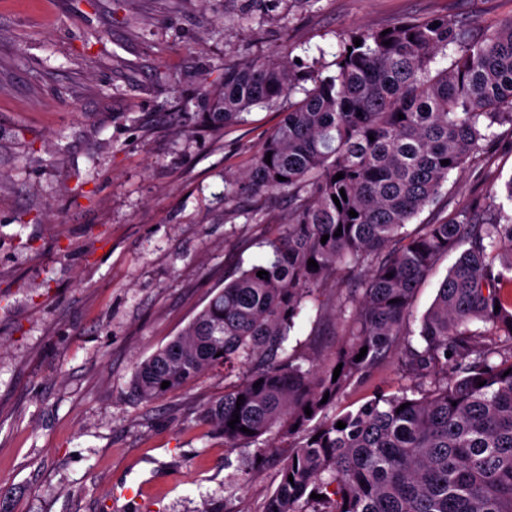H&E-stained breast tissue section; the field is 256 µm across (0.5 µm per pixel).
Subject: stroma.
<instances>
[{
	"instance_id": "obj_1",
	"label": "stroma",
	"mask_w": 512,
	"mask_h": 512,
	"mask_svg": "<svg viewBox=\"0 0 512 512\" xmlns=\"http://www.w3.org/2000/svg\"><path fill=\"white\" fill-rule=\"evenodd\" d=\"M447 15L495 22L512 0H0V512H263L287 439L244 471L201 420L238 374L150 403L128 388L288 221L281 194L224 200L282 107L197 114L225 64L286 48L329 67L348 27ZM493 152L407 231L511 179L512 128ZM405 385L383 367L337 405Z\"/></svg>"
}]
</instances>
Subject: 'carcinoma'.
Returning a JSON list of instances; mask_svg holds the SVG:
<instances>
[{
    "instance_id": "cac0c4a2",
    "label": "carcinoma",
    "mask_w": 512,
    "mask_h": 512,
    "mask_svg": "<svg viewBox=\"0 0 512 512\" xmlns=\"http://www.w3.org/2000/svg\"><path fill=\"white\" fill-rule=\"evenodd\" d=\"M389 29L343 31L330 74L320 60L298 64L288 53L224 66L202 125L232 126L254 106L289 100L252 166L226 178L230 199L288 194V223L266 241L267 257L137 361L130 380L131 394L150 402L205 373L243 370L203 418L227 451L275 427L288 436L263 512H512V212L501 201L512 203V179L499 191L489 182L449 220L405 231L440 203L451 174L489 166L495 129L512 128V16ZM440 57L447 66L437 67ZM452 252L415 329V292ZM331 282L348 283L333 305L322 300ZM307 300L316 322L336 323L341 340L329 361L288 351ZM389 363L409 380L401 393L328 414L349 386Z\"/></svg>"
}]
</instances>
